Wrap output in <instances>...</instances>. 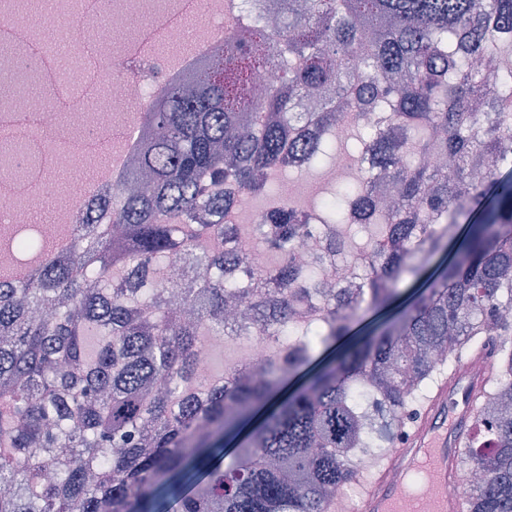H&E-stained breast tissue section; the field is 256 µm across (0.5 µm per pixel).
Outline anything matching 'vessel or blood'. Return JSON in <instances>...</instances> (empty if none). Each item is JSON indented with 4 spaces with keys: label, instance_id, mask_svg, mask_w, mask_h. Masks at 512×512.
Returning <instances> with one entry per match:
<instances>
[{
    "label": "vessel or blood",
    "instance_id": "obj_1",
    "mask_svg": "<svg viewBox=\"0 0 512 512\" xmlns=\"http://www.w3.org/2000/svg\"><path fill=\"white\" fill-rule=\"evenodd\" d=\"M491 369L440 377L410 430L394 451L408 477L393 482L390 468L375 472L355 512H469L462 497L448 495V484L461 464L473 424L474 408Z\"/></svg>",
    "mask_w": 512,
    "mask_h": 512
}]
</instances>
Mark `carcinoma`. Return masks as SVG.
Wrapping results in <instances>:
<instances>
[{"instance_id": "carcinoma-1", "label": "carcinoma", "mask_w": 512, "mask_h": 512, "mask_svg": "<svg viewBox=\"0 0 512 512\" xmlns=\"http://www.w3.org/2000/svg\"><path fill=\"white\" fill-rule=\"evenodd\" d=\"M148 101L127 188L93 187L61 244L19 236L36 263L0 275V512H329L458 363L499 359L474 410L470 512H512V0H276ZM34 12L1 18L21 29ZM279 81L257 96L252 76ZM55 102L0 67V99ZM249 134L231 133L247 114ZM346 120L382 168L303 204L270 184L327 156ZM26 140L0 135V166ZM429 154L453 159L448 179ZM477 157L494 158L482 177ZM508 168V178H499ZM270 223H224L238 193ZM330 241L352 270L293 254ZM276 261L256 272L247 239ZM448 262L407 303L401 284ZM193 261L188 286L169 268ZM383 317L374 326L368 314ZM101 343L94 358L86 338ZM269 337L258 376L199 374L208 336Z\"/></svg>"}]
</instances>
